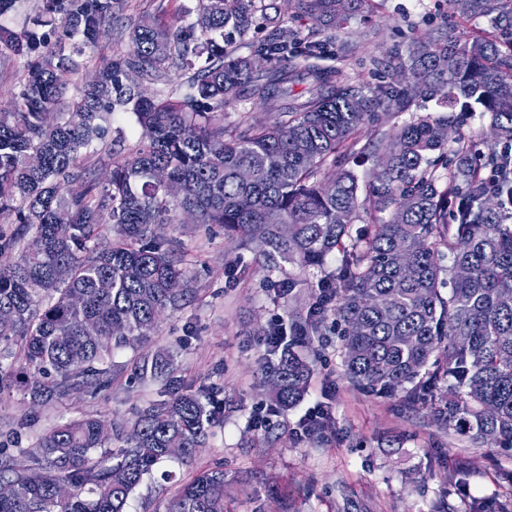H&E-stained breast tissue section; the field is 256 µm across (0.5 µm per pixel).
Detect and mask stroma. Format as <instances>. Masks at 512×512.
<instances>
[{
  "mask_svg": "<svg viewBox=\"0 0 512 512\" xmlns=\"http://www.w3.org/2000/svg\"><path fill=\"white\" fill-rule=\"evenodd\" d=\"M196 5L197 0H112L103 36L77 58L68 96L78 95L100 66L129 54V33L141 22L175 30L194 21ZM490 29L485 18L465 21L451 0H360L343 28L320 32L326 45L320 63L370 90L381 82L380 62L403 53L414 39H465ZM279 33L303 38L308 29L288 0H254L250 27L228 51L251 55L259 41ZM342 44L349 51L340 58L336 48ZM140 133L132 109H116L105 142L82 151L80 169L104 179L113 162L137 146ZM160 233L167 248L190 262V294L167 312L145 351L171 357L174 380L203 390L223 411L194 461H168L165 469L187 477L223 466L227 512H470L477 501L484 512H498L501 503L512 501V450L466 447L439 430L425 409H406L397 399L357 390L343 376L333 336L314 344L321 360L313 365L304 399L272 416L269 426L255 428L251 418L265 400L260 382L267 351L260 331L304 310L308 291L298 288L276 299L259 288L256 270L263 257L227 242L220 225L168 224ZM239 258L250 264V273L227 281L225 264ZM140 354L116 351L108 386L92 394L35 409L20 392L1 395L0 445L35 448L45 430L84 416L121 425L137 408L164 399L165 379L136 378ZM321 402L329 407L332 430L317 439L297 436L301 421ZM24 415L30 426L12 436ZM271 481L282 485L285 500L266 497Z\"/></svg>",
  "mask_w": 512,
  "mask_h": 512,
  "instance_id": "obj_1",
  "label": "stroma"
}]
</instances>
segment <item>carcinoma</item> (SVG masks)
I'll return each instance as SVG.
<instances>
[{
	"mask_svg": "<svg viewBox=\"0 0 512 512\" xmlns=\"http://www.w3.org/2000/svg\"><path fill=\"white\" fill-rule=\"evenodd\" d=\"M252 2L198 0L188 31L136 26L127 57L69 101L63 94L76 64L65 42H45L44 28L61 13L63 37L93 47L112 0H55L19 32L0 24L1 47L17 55L43 49L12 111L0 113V214L20 202V223L44 242L0 262V310L11 313L0 320V354L21 367L0 369V394L18 383L33 404L48 405L104 387L112 351L145 344L165 312L187 300L168 288L187 266L159 230L192 211L200 224L223 226L225 238L257 245L269 271L282 261L321 271L339 254L336 270L314 280L260 278L280 295L309 290L307 311L280 330L303 341L338 336L352 385L427 407L471 448L512 450V0H456L467 18L489 19L496 35L416 39L384 64L383 83L370 91L316 63L321 41L312 38L258 43L255 55L272 63L261 75L248 57L224 60ZM288 2L314 34L345 22L359 0ZM174 61L193 70L188 91L143 95L141 81L162 77ZM299 75L310 93L290 102ZM245 97L269 106L273 119L224 125V104ZM430 97L451 113H490L488 132L467 134L456 117H420L363 140L365 129ZM118 106L132 107L142 138L101 186L78 170V159L105 137ZM485 135L500 149L476 165L472 143ZM33 154L38 167L29 164ZM352 157L373 161L364 193L355 172L326 174ZM242 169L251 180L239 179ZM156 171L184 195L170 197ZM365 217L369 228L352 233ZM461 268L469 275L459 276ZM117 325L125 335H113ZM168 367L145 357L138 375L156 378ZM312 373L306 356L283 348L265 372L271 409L295 407ZM441 382L448 393L436 397ZM217 419L210 399L180 387L108 437L90 417L47 430L34 451L0 447V512H127L161 462H192ZM17 454L31 464L17 468ZM61 484L70 497L58 496ZM166 512H225L224 468L180 484Z\"/></svg>",
	"mask_w": 512,
	"mask_h": 512,
	"instance_id": "carcinoma-1",
	"label": "carcinoma"
}]
</instances>
